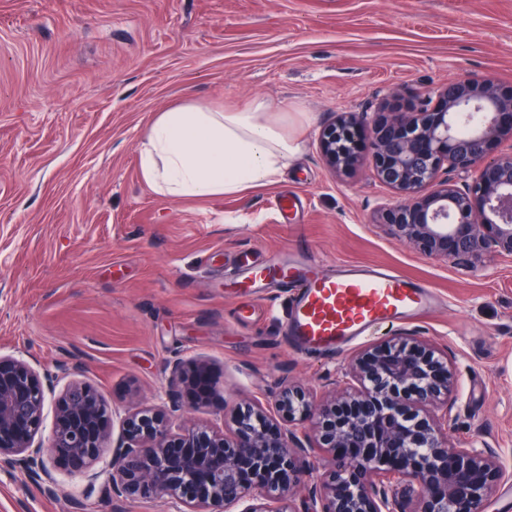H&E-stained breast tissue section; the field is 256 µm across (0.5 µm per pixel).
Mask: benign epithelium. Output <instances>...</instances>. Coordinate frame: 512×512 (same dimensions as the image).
Returning a JSON list of instances; mask_svg holds the SVG:
<instances>
[{"label": "benign epithelium", "mask_w": 512, "mask_h": 512, "mask_svg": "<svg viewBox=\"0 0 512 512\" xmlns=\"http://www.w3.org/2000/svg\"><path fill=\"white\" fill-rule=\"evenodd\" d=\"M411 112H379L371 124L339 115L319 133L326 164L340 173L367 168L399 203L378 226L446 264L476 269L495 251L512 258V153L488 158L505 132L512 92L489 80L455 77ZM472 175L466 188L442 171ZM168 405L120 417L110 444L103 397L79 379L63 387L48 437V374L30 355L0 354V472L57 495L48 462L66 459L102 480L108 500H150L170 512H296L298 489L319 451L324 479L311 512H394L389 489L416 492L410 512H478L504 472L490 448H464L448 435L457 379L448 351L417 336L375 343L348 357L324 396L286 379L272 395L275 415L247 406L224 423L173 428L186 370L167 364Z\"/></svg>", "instance_id": "7a95c632"}]
</instances>
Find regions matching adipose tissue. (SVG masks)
I'll use <instances>...</instances> for the list:
<instances>
[{
    "label": "adipose tissue",
    "mask_w": 512,
    "mask_h": 512,
    "mask_svg": "<svg viewBox=\"0 0 512 512\" xmlns=\"http://www.w3.org/2000/svg\"><path fill=\"white\" fill-rule=\"evenodd\" d=\"M290 114L255 98L240 110L177 103L153 121L140 164L160 195L211 198L266 186L301 150Z\"/></svg>",
    "instance_id": "adipose-tissue-1"
}]
</instances>
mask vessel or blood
<instances>
[{"label": "vessel or blood", "mask_w": 512, "mask_h": 512, "mask_svg": "<svg viewBox=\"0 0 512 512\" xmlns=\"http://www.w3.org/2000/svg\"><path fill=\"white\" fill-rule=\"evenodd\" d=\"M251 286L268 281L298 282L289 316V340L311 351L335 350L364 336L374 325L425 313L431 292L380 267L279 261L247 271Z\"/></svg>", "instance_id": "vessel-or-blood-1"}]
</instances>
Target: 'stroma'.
Segmentation results:
<instances>
[{
  "label": "stroma",
  "mask_w": 512,
  "mask_h": 512,
  "mask_svg": "<svg viewBox=\"0 0 512 512\" xmlns=\"http://www.w3.org/2000/svg\"><path fill=\"white\" fill-rule=\"evenodd\" d=\"M512 88V0H0V351L34 355L109 407L161 402L181 358L208 396L176 422L270 407L280 378L314 388L346 354L285 337L295 288H246L271 260L383 266L430 287L422 317L380 323L363 344L414 335L446 348L458 387L448 433L494 449L504 476L481 512H512V259L480 270L421 256L373 226L394 204L367 169L333 172L319 146L336 113L412 111L446 82ZM263 97L294 114L304 150L278 180L181 199L143 179L158 114L192 98L225 109ZM55 498L0 476V512H109L101 482L56 462Z\"/></svg>",
  "instance_id": "obj_1"
}]
</instances>
